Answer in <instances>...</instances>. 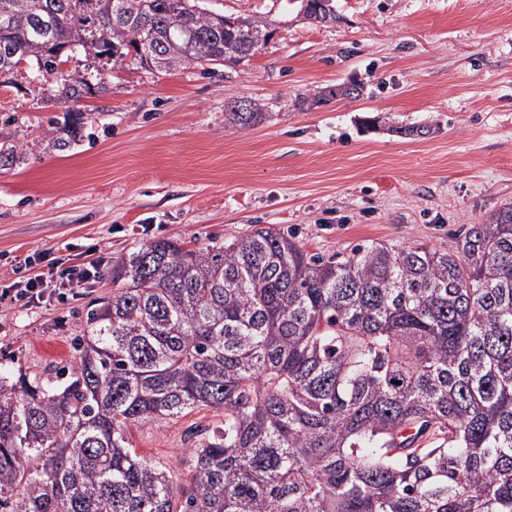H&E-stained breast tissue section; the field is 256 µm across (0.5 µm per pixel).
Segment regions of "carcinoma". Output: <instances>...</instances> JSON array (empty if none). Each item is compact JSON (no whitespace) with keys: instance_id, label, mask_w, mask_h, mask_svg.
I'll list each match as a JSON object with an SVG mask.
<instances>
[{"instance_id":"carcinoma-1","label":"carcinoma","mask_w":512,"mask_h":512,"mask_svg":"<svg viewBox=\"0 0 512 512\" xmlns=\"http://www.w3.org/2000/svg\"><path fill=\"white\" fill-rule=\"evenodd\" d=\"M173 2L0 0V77L79 53L235 64L273 35ZM332 2L302 8L321 24ZM94 80L60 75L57 97ZM112 288L70 372L0 376V512H512V205L447 252L324 262L271 228L217 251L156 239L112 266ZM198 408L223 420L189 432L186 482L128 447V426Z\"/></svg>"}]
</instances>
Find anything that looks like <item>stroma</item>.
<instances>
[{"label": "stroma", "mask_w": 512, "mask_h": 512, "mask_svg": "<svg viewBox=\"0 0 512 512\" xmlns=\"http://www.w3.org/2000/svg\"><path fill=\"white\" fill-rule=\"evenodd\" d=\"M316 24L298 0H206L273 21V40L233 66L145 69L77 55L63 74L104 87L65 108L29 64L0 85V134L23 159L0 167V290L51 259L104 264L78 301L0 300V375L70 367L86 314L112 294L116 260L178 238L220 247L259 227L340 260L360 246L450 248L462 225L512 204V0H333ZM358 83L360 99L331 91ZM322 96L299 109L298 100ZM255 101L251 126L225 124L230 101ZM75 142L55 149L58 124ZM429 125L402 138L387 123ZM202 410L128 429L130 447L170 465L187 433L218 425Z\"/></svg>", "instance_id": "35a3bbf8"}]
</instances>
